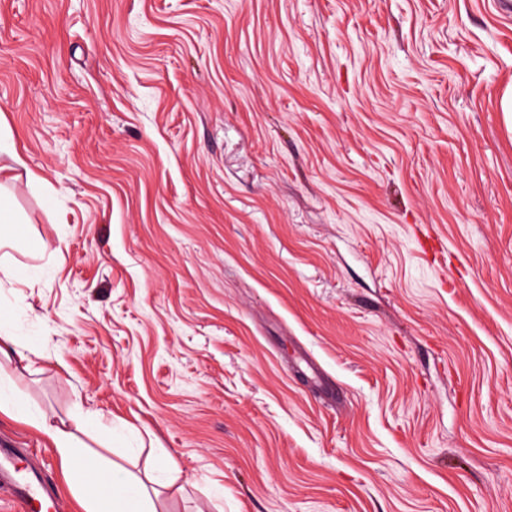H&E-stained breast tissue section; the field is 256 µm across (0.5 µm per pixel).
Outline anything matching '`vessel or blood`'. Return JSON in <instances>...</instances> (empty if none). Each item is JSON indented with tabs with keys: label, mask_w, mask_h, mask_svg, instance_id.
I'll use <instances>...</instances> for the list:
<instances>
[{
	"label": "vessel or blood",
	"mask_w": 512,
	"mask_h": 512,
	"mask_svg": "<svg viewBox=\"0 0 512 512\" xmlns=\"http://www.w3.org/2000/svg\"><path fill=\"white\" fill-rule=\"evenodd\" d=\"M0 485L6 486L20 512H61L62 506L42 475L21 463V452L0 446Z\"/></svg>",
	"instance_id": "b4317fda"
}]
</instances>
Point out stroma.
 Returning a JSON list of instances; mask_svg holds the SVG:
<instances>
[{"instance_id": "1", "label": "stroma", "mask_w": 512, "mask_h": 512, "mask_svg": "<svg viewBox=\"0 0 512 512\" xmlns=\"http://www.w3.org/2000/svg\"><path fill=\"white\" fill-rule=\"evenodd\" d=\"M502 0H0L36 173L0 367L168 512H512V16ZM307 354L335 391L315 388ZM0 441L81 512L33 426ZM39 357V350L36 348H23L16 336L8 331L0 330V362H25L27 366L33 363V358Z\"/></svg>"}]
</instances>
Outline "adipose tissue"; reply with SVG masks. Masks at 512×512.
<instances>
[{"instance_id": "obj_1", "label": "adipose tissue", "mask_w": 512, "mask_h": 512, "mask_svg": "<svg viewBox=\"0 0 512 512\" xmlns=\"http://www.w3.org/2000/svg\"><path fill=\"white\" fill-rule=\"evenodd\" d=\"M0 412L41 431L56 449L67 477L76 478L84 473L87 457L77 448V435L86 431L87 419L72 417L53 423L43 417L28 415L3 401H0ZM97 465L112 475V493L104 495L98 485L87 484L78 498L83 512H158L157 501L149 491L154 481L150 472L135 473L106 459L98 460Z\"/></svg>"}]
</instances>
